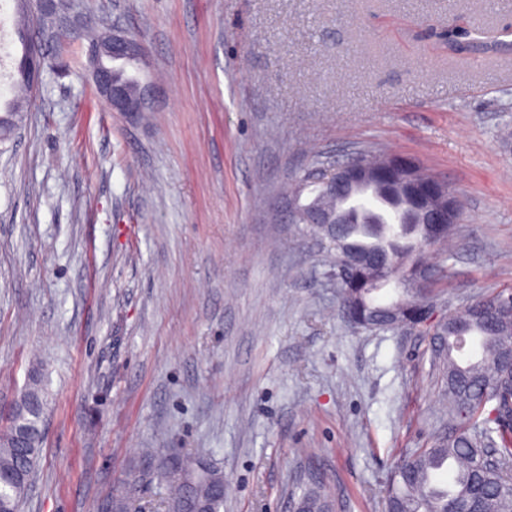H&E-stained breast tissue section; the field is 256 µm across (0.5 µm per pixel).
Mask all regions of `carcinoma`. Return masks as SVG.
Instances as JSON below:
<instances>
[{"label": "carcinoma", "mask_w": 512, "mask_h": 512, "mask_svg": "<svg viewBox=\"0 0 512 512\" xmlns=\"http://www.w3.org/2000/svg\"><path fill=\"white\" fill-rule=\"evenodd\" d=\"M56 16L41 14L16 27L21 42L28 40V29L55 32ZM448 40L468 51L489 49L491 42L471 37L465 30H448ZM139 65L116 69V78L139 92ZM371 164L379 168L376 179L368 182L376 197L390 202L399 211L403 230L392 235L387 245L378 250L355 247L367 255L349 281L336 279L342 309H349L358 319H368L377 310L396 308L403 315L418 310L430 299L433 289L444 275V268L429 266L428 282L423 290L407 287L422 278L427 264L425 249L434 245L425 224L426 205L423 198L434 193L423 173L412 174L396 167L392 157L365 152ZM303 182L311 187L314 197L308 205H320L343 214L349 232L364 230L378 236L381 221L357 209L345 210L342 203L362 188L352 183L344 193L328 195L321 185ZM440 340L444 352L439 356L444 400L453 434L441 436L426 448H413L397 463L384 491V512H512V423L502 420L499 406L512 401V370L503 365L502 353L512 345V289H504L480 298L451 316ZM47 398L40 384L39 369L32 368L29 384L14 402L11 412L0 419V512H18L25 493L19 482L32 481L41 452L44 435L42 417ZM494 453L496 466L487 467L483 450ZM452 461L456 473L450 487L441 490L433 484L434 472L444 461ZM184 473L169 501L170 512H223L224 485L221 473L211 470L203 477L192 475L197 465L175 455L168 459L165 470ZM300 501L307 512H329L332 504L314 490L305 491Z\"/></svg>", "instance_id": "1"}]
</instances>
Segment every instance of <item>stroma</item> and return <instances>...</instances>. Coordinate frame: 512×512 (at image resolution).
Wrapping results in <instances>:
<instances>
[{"label": "stroma", "mask_w": 512, "mask_h": 512, "mask_svg": "<svg viewBox=\"0 0 512 512\" xmlns=\"http://www.w3.org/2000/svg\"><path fill=\"white\" fill-rule=\"evenodd\" d=\"M137 34L154 109L110 111L68 39L0 144V409L42 367L45 438L21 512H165V460L224 477V512H384L397 460L448 429L424 328H352L284 187L373 148L445 180L438 315L512 287V0H75Z\"/></svg>", "instance_id": "obj_1"}]
</instances>
